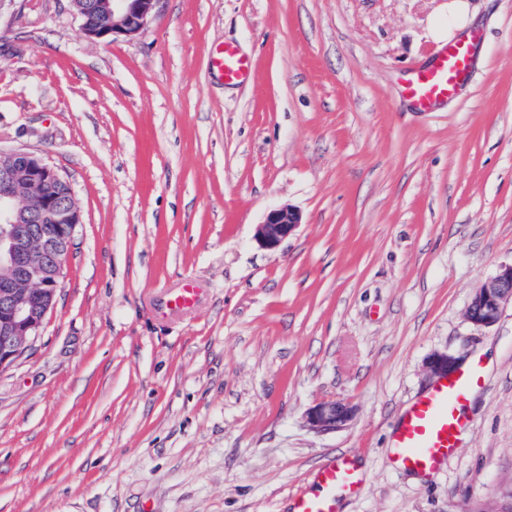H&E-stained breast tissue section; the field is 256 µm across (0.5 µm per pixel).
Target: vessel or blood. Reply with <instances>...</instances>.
I'll return each instance as SVG.
<instances>
[{"mask_svg": "<svg viewBox=\"0 0 512 512\" xmlns=\"http://www.w3.org/2000/svg\"><path fill=\"white\" fill-rule=\"evenodd\" d=\"M225 83L237 84L251 75L250 61L227 44L211 57ZM473 72L472 47L445 44L426 64L410 70L400 94L419 112H433L454 98ZM483 384L480 364L442 376L404 410L392 434L395 463L411 473L437 469L459 446L467 418L463 412L470 395ZM315 493H297L292 512H337L341 495L353 493L358 480L348 458L332 459L314 477Z\"/></svg>", "mask_w": 512, "mask_h": 512, "instance_id": "obj_1", "label": "vessel or blood"}]
</instances>
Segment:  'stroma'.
<instances>
[{"label": "stroma", "instance_id": "35a3bbf8", "mask_svg": "<svg viewBox=\"0 0 512 512\" xmlns=\"http://www.w3.org/2000/svg\"><path fill=\"white\" fill-rule=\"evenodd\" d=\"M456 0H158L87 38L71 0L0 14V146L43 157L82 212L56 303L0 372V512H290L347 455L341 512H512V306L466 319L512 263V0H464L471 80L418 113L401 79ZM231 43L250 79L210 63ZM302 223L255 238L273 208ZM191 309L169 308L184 283ZM479 358L458 452L422 480L390 442ZM354 408L320 433L306 413ZM301 224V215L291 207L270 210L261 224H257L255 237L259 244L269 250L276 249L283 240L292 235ZM352 408L344 402L326 400L311 407L306 422L318 432H331L343 428L352 418Z\"/></svg>", "mask_w": 512, "mask_h": 512}]
</instances>
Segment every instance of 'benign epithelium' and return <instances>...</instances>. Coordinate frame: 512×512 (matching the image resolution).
<instances>
[{
	"label": "benign epithelium",
	"instance_id": "benign-epithelium-1",
	"mask_svg": "<svg viewBox=\"0 0 512 512\" xmlns=\"http://www.w3.org/2000/svg\"><path fill=\"white\" fill-rule=\"evenodd\" d=\"M158 0H85L77 12L87 38L111 41L133 37L152 20ZM70 187L60 171L44 158L22 149L0 146V371L9 368L40 333L55 305L65 258L76 228L82 221L73 191L68 200L49 190ZM301 224L291 207L270 210L255 237L269 250L277 248ZM512 304V265H505L478 288L467 318L479 327H490L503 308ZM456 359L435 353L429 371L449 373ZM344 402L326 400L311 407L307 424L318 432L344 427L352 418Z\"/></svg>",
	"mask_w": 512,
	"mask_h": 512
}]
</instances>
